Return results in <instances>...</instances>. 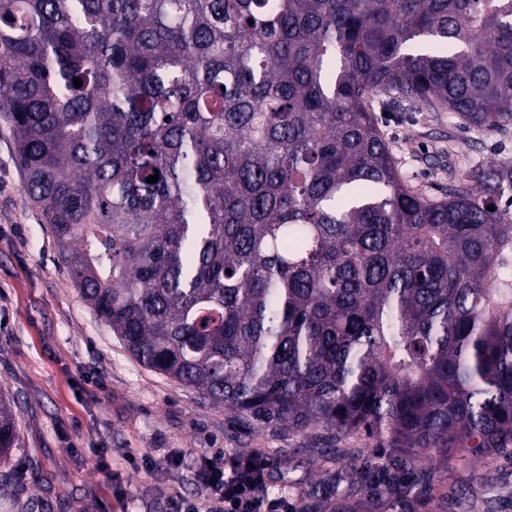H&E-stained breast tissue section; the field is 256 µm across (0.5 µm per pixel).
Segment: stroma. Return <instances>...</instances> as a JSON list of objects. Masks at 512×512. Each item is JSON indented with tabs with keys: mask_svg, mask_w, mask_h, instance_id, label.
Wrapping results in <instances>:
<instances>
[{
	"mask_svg": "<svg viewBox=\"0 0 512 512\" xmlns=\"http://www.w3.org/2000/svg\"><path fill=\"white\" fill-rule=\"evenodd\" d=\"M395 165L415 192L443 197L478 165L512 161V125L466 126L452 112H380ZM14 132L0 117V393L13 401L20 446L0 459V512H170L202 496L204 457L257 449L270 494L321 512L336 491V444L364 449L381 470L399 456L320 427H258L232 419L194 389L137 361L82 299L58 259L50 225L22 188ZM152 457L161 465L145 470ZM174 458L171 466L163 458ZM435 494L420 512H512V447L468 448L447 462L414 460L401 490Z\"/></svg>",
	"mask_w": 512,
	"mask_h": 512,
	"instance_id": "obj_1",
	"label": "stroma"
}]
</instances>
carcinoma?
Listing matches in <instances>:
<instances>
[{
	"label": "carcinoma",
	"mask_w": 512,
	"mask_h": 512,
	"mask_svg": "<svg viewBox=\"0 0 512 512\" xmlns=\"http://www.w3.org/2000/svg\"><path fill=\"white\" fill-rule=\"evenodd\" d=\"M404 102L512 125V0H0V112L84 301L235 418L399 469L512 446V163L416 193L374 115ZM341 482L328 512H416Z\"/></svg>",
	"instance_id": "cac0c4a2"
}]
</instances>
